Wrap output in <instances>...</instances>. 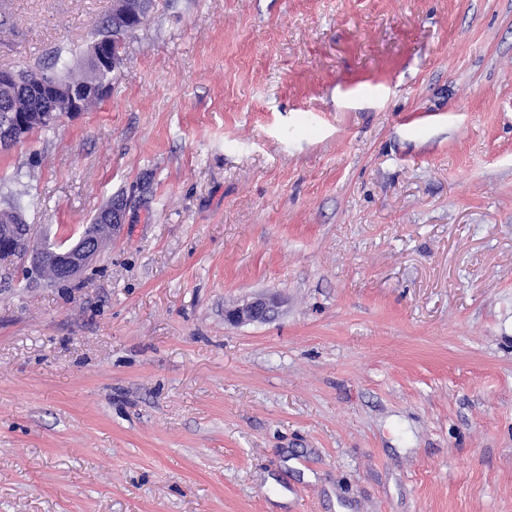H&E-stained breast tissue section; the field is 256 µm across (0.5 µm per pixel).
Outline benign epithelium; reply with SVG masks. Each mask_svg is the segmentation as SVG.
<instances>
[{
	"label": "benign epithelium",
	"instance_id": "benign-epithelium-1",
	"mask_svg": "<svg viewBox=\"0 0 512 512\" xmlns=\"http://www.w3.org/2000/svg\"><path fill=\"white\" fill-rule=\"evenodd\" d=\"M145 0H112V14L120 16L133 27L143 24ZM101 79L95 84L68 86L56 75H46L33 81L24 72L0 69V86L31 101L35 111L23 112L11 99L0 102V149L18 144L17 131L29 125H54L64 116L84 111L85 103L93 97L104 98L110 88L112 74L123 62V48L111 42L94 40L87 49ZM123 204L114 201L101 209L94 219V231L87 230L71 243L44 240L36 243L31 228L25 224L20 211L0 209V258L26 255L30 258L29 272L42 276L50 274L51 282L66 283L81 276L98 257L106 242L123 226ZM276 302L257 297L225 310L224 320L230 323L264 321L274 312Z\"/></svg>",
	"mask_w": 512,
	"mask_h": 512
}]
</instances>
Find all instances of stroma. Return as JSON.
<instances>
[{
    "label": "stroma",
    "mask_w": 512,
    "mask_h": 512,
    "mask_svg": "<svg viewBox=\"0 0 512 512\" xmlns=\"http://www.w3.org/2000/svg\"><path fill=\"white\" fill-rule=\"evenodd\" d=\"M111 10L0 0V67ZM18 192L125 214L79 280L0 260V512H512V0H152ZM276 302L273 299L257 297L244 300L230 309L225 310L224 319L230 323L264 321L274 312Z\"/></svg>",
    "instance_id": "obj_1"
}]
</instances>
